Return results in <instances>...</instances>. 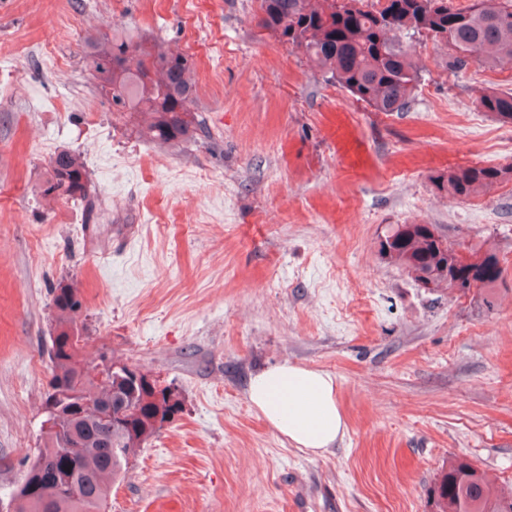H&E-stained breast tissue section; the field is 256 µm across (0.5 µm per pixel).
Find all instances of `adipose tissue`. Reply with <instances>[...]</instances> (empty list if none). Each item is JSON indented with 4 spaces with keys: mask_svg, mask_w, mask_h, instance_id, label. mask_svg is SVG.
<instances>
[{
    "mask_svg": "<svg viewBox=\"0 0 512 512\" xmlns=\"http://www.w3.org/2000/svg\"><path fill=\"white\" fill-rule=\"evenodd\" d=\"M248 397L277 433L307 452H323L347 430L336 382L326 372L286 361L252 378Z\"/></svg>",
    "mask_w": 512,
    "mask_h": 512,
    "instance_id": "1",
    "label": "adipose tissue"
}]
</instances>
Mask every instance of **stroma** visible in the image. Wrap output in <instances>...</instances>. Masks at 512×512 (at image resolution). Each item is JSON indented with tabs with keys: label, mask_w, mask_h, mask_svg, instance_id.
Returning <instances> with one entry per match:
<instances>
[{
	"label": "stroma",
	"mask_w": 512,
	"mask_h": 512,
	"mask_svg": "<svg viewBox=\"0 0 512 512\" xmlns=\"http://www.w3.org/2000/svg\"><path fill=\"white\" fill-rule=\"evenodd\" d=\"M258 0H0V500L41 444L56 288H77L80 356L138 365L182 411L140 449L107 512H431L464 457L512 489V179L471 199L448 169L512 164V123L476 106L512 69L401 33L420 83L378 112L256 24ZM127 33L181 54L208 137L160 144L112 112L85 41ZM78 155L97 214L44 199ZM390 224L494 248L478 290L436 292L386 261ZM329 373L347 422L319 455L278 434L250 379Z\"/></svg>",
	"instance_id": "obj_1"
}]
</instances>
